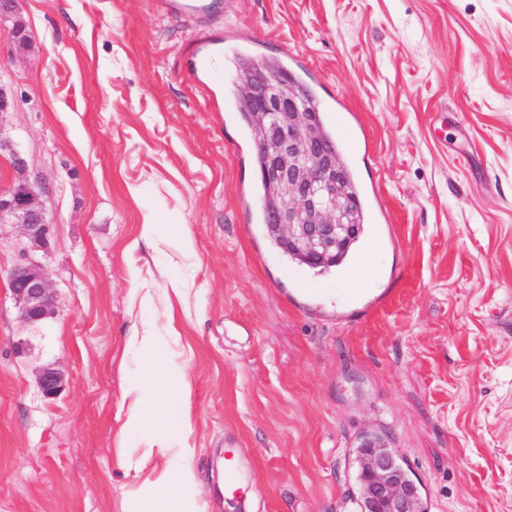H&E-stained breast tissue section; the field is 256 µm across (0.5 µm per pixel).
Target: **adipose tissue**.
Returning a JSON list of instances; mask_svg holds the SVG:
<instances>
[{"mask_svg":"<svg viewBox=\"0 0 512 512\" xmlns=\"http://www.w3.org/2000/svg\"><path fill=\"white\" fill-rule=\"evenodd\" d=\"M129 347L135 348L143 356L144 362L132 380L127 396L129 404L125 420L126 427H139L145 419L163 420L168 412L181 414L183 428L191 426V397L189 384H182L178 397H170L155 374V363L163 356L150 333L132 332L128 338ZM160 451L169 458L165 470L166 490L162 499L142 512H184L183 491L196 482L193 467L194 452L189 448H174L164 440L155 439L146 446V453Z\"/></svg>","mask_w":512,"mask_h":512,"instance_id":"1","label":"adipose tissue"}]
</instances>
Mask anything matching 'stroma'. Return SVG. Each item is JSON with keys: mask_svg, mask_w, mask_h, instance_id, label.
<instances>
[{"mask_svg": "<svg viewBox=\"0 0 512 512\" xmlns=\"http://www.w3.org/2000/svg\"><path fill=\"white\" fill-rule=\"evenodd\" d=\"M211 2L175 20L164 0H18L0 20V133L50 193L58 302L20 320L7 273L25 239L0 224V512H137L163 494L150 427L120 433L142 363L127 336L147 324L157 373L175 392L184 369L192 388L191 430L167 431L194 450L188 512H240L228 448L249 512H359L369 434L428 512H512V0ZM214 40L220 112L191 77ZM241 52L356 114L362 138L331 128L388 216L359 250L374 279L316 276L271 247L231 94ZM47 365L64 375L50 400ZM38 384L42 396L47 399H53L62 389L63 375L58 368L45 367L40 372ZM246 492V484L239 476V460L228 450L224 454V495L241 501L246 498Z\"/></svg>", "mask_w": 512, "mask_h": 512, "instance_id": "1", "label": "stroma"}]
</instances>
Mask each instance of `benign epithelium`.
I'll list each match as a JSON object with an SVG mask.
<instances>
[{
	"instance_id": "benign-epithelium-1",
	"label": "benign epithelium",
	"mask_w": 512,
	"mask_h": 512,
	"mask_svg": "<svg viewBox=\"0 0 512 512\" xmlns=\"http://www.w3.org/2000/svg\"><path fill=\"white\" fill-rule=\"evenodd\" d=\"M236 81L242 86L240 108L253 117L264 159L260 176L268 194V223L284 251L323 263L355 227L333 149L323 140L301 89L280 74L277 64L257 62L237 72ZM2 151L9 155L14 176L0 190V224L20 226L27 242L21 261L8 272L9 288L22 321L40 324L54 317L57 308L43 264L34 257L48 245L50 197L30 177L22 153L0 136ZM38 384L42 396L53 399L62 389L63 375L48 366L40 372ZM360 480L364 512H422L417 490L405 482L395 454L384 442L363 449Z\"/></svg>"
}]
</instances>
